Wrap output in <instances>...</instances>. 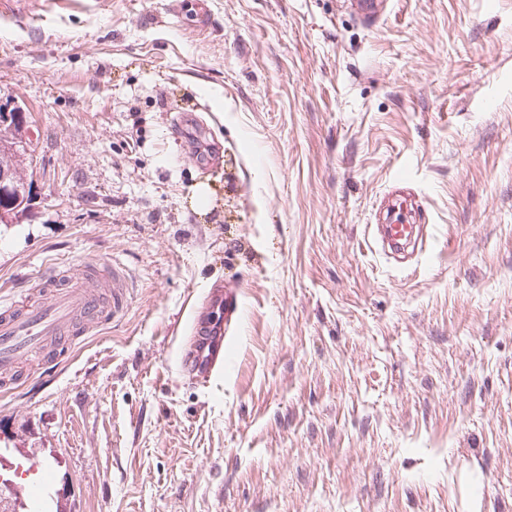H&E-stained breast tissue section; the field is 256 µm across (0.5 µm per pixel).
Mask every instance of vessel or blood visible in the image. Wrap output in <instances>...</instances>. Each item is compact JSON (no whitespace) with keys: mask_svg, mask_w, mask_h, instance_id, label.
<instances>
[{"mask_svg":"<svg viewBox=\"0 0 512 512\" xmlns=\"http://www.w3.org/2000/svg\"><path fill=\"white\" fill-rule=\"evenodd\" d=\"M412 225L393 217L377 225L376 234L393 250L408 246ZM129 283L122 267L112 269L111 284L82 277L70 279L63 272L54 279L39 278L37 300L23 306H0V383L15 382L19 362L31 351L45 353L46 366H55L61 342L88 335L123 312ZM243 309L242 291L235 286L210 289L202 304L192 306L189 344L181 349V367L203 376L223 370L233 343L229 322L238 321Z\"/></svg>","mask_w":512,"mask_h":512,"instance_id":"1","label":"vessel or blood"}]
</instances>
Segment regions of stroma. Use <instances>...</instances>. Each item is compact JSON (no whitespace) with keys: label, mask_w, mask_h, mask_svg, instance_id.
Listing matches in <instances>:
<instances>
[{"label":"stroma","mask_w":512,"mask_h":512,"mask_svg":"<svg viewBox=\"0 0 512 512\" xmlns=\"http://www.w3.org/2000/svg\"><path fill=\"white\" fill-rule=\"evenodd\" d=\"M12 0L34 179L0 303L121 262L127 307L0 392V473L62 512H512V0ZM211 193L204 214L190 199ZM430 236L369 227L396 189ZM240 284L226 374L188 312ZM391 224H377L372 234V240L376 243V235L386 242L392 250H401L408 246L412 239L414 224H404L400 215L390 219Z\"/></svg>","instance_id":"stroma-1"}]
</instances>
